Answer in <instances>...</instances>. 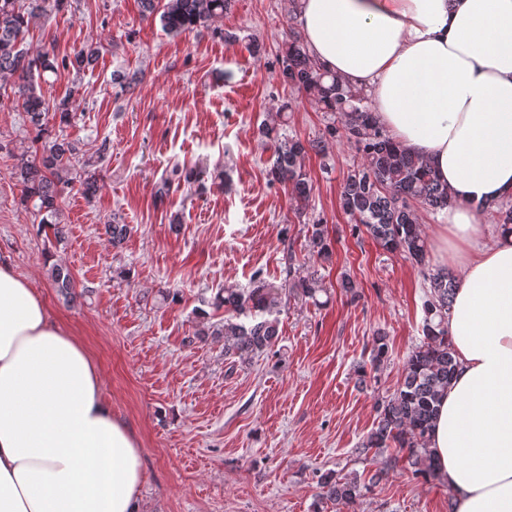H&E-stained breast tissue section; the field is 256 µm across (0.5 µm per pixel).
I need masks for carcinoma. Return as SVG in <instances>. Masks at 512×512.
Masks as SVG:
<instances>
[{"label": "carcinoma", "mask_w": 512, "mask_h": 512, "mask_svg": "<svg viewBox=\"0 0 512 512\" xmlns=\"http://www.w3.org/2000/svg\"><path fill=\"white\" fill-rule=\"evenodd\" d=\"M69 0H0V101L10 98L21 109L30 127L36 131L41 147L29 155L22 153L12 170V177L22 185L26 198L34 202L40 223L53 228L56 239H62L63 226L57 222L65 190L79 183L87 199L99 190L98 174L85 162L76 170L79 150L75 143L45 133L46 115H59V123L70 121L69 99L79 86L69 89L67 98L52 101L45 97L42 84L45 75L58 69L80 74L96 60L92 45L61 59L45 51L32 55L23 48L26 35L47 11L66 8ZM141 12L147 18H159L164 31L179 35L207 28L224 15L232 0H140ZM282 81L304 89L321 109L340 114L346 139L364 154L366 163L353 169L340 191L343 210L383 249L409 255L424 265L427 245L410 202H419L434 210L451 204L448 188L421 158L401 149L392 138L375 125L367 106V94L361 88L345 83L317 65L310 58L300 34L291 32L282 55ZM259 133L275 137V149L267 161L268 182L288 189L298 210L304 212L312 202L313 187L302 163L309 152L326 155L320 140L307 143L299 138L274 135V123L262 121ZM197 172L172 167L159 181V195L196 179ZM311 253L326 258L330 251L327 225L320 219L307 229ZM129 234V225L117 218L107 224L112 245L121 244ZM52 282L62 294L69 296L74 278L69 268L55 265L50 271ZM429 291L423 304V343L404 364L402 380L394 396L376 406L373 428L361 442L359 452L394 446L407 452L417 472L434 475V457L427 448V434L436 415L442 392L448 388L457 371V362L448 342V315L457 288V280L449 272L427 273ZM324 291L317 278H304L291 287L276 285L255 276L253 287L246 291L224 290L215 295L212 306L224 309V322L212 326L210 335L224 337V356L246 363L272 348L279 338L283 298L288 293L306 299H317ZM388 353L387 337H373L371 366L380 369ZM376 476L364 481L357 476L341 477L326 472L319 478L320 500L333 505L354 501Z\"/></svg>", "instance_id": "obj_1"}]
</instances>
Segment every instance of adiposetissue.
I'll list each match as a JSON object with an SVG mask.
<instances>
[{
  "label": "adipose tissue",
  "mask_w": 512,
  "mask_h": 512,
  "mask_svg": "<svg viewBox=\"0 0 512 512\" xmlns=\"http://www.w3.org/2000/svg\"><path fill=\"white\" fill-rule=\"evenodd\" d=\"M321 67L370 92L375 120L453 202L437 250L459 272L458 368L428 446L457 512H512V0H300ZM138 440L85 344L0 261V512H143Z\"/></svg>",
  "instance_id": "adipose-tissue-1"
}]
</instances>
